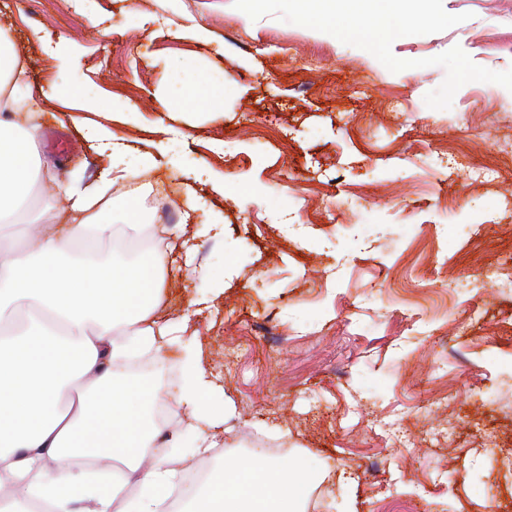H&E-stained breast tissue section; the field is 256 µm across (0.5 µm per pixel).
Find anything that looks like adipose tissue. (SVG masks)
I'll return each instance as SVG.
<instances>
[{"mask_svg":"<svg viewBox=\"0 0 512 512\" xmlns=\"http://www.w3.org/2000/svg\"><path fill=\"white\" fill-rule=\"evenodd\" d=\"M0 217L14 212L30 186L53 179L54 167L37 149L30 96L14 42L0 30ZM171 108L195 99L219 112L224 84L175 78ZM84 135L106 159L90 188L69 187L63 207L69 220L38 245L0 244V512H28L31 502L49 512H171L188 468L175 455L178 433L158 436L155 385L118 372L144 351L178 345L182 378L176 410L204 425L195 454L204 458L224 442L232 403L207 409L204 399L223 387L204 366L187 320L164 321L156 310L167 258L145 255L139 266L91 259L112 233L111 206L102 199L114 183L135 177L147 157H135L123 136L99 124ZM82 252H75V245ZM150 276H142V268ZM167 432V431H166ZM115 459L125 473L111 486L74 471L80 458ZM312 473L299 462L257 452L225 457L195 512H304Z\"/></svg>","mask_w":512,"mask_h":512,"instance_id":"1","label":"adipose tissue"}]
</instances>
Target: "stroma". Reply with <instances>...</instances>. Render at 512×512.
Returning <instances> with one entry per match:
<instances>
[{
	"label": "stroma",
	"instance_id": "35a3bbf8",
	"mask_svg": "<svg viewBox=\"0 0 512 512\" xmlns=\"http://www.w3.org/2000/svg\"><path fill=\"white\" fill-rule=\"evenodd\" d=\"M443 5L467 21L394 41L396 57L457 45L512 67L491 51L512 41V0ZM0 28L55 165L25 223H64L71 178L97 182L87 120L154 157L138 178L155 194L204 200L184 223L142 212V236L194 247L192 263L168 257L162 313L214 300L193 325L224 384L214 404L235 407L225 453L263 448L313 468L308 512H497L512 497L511 91L471 82L434 110L424 97L442 67L393 73L301 26L244 18L232 0H0ZM178 70L233 82L222 112L182 104L169 153L164 90ZM85 87L137 110L114 119L60 97ZM482 166L494 177H476Z\"/></svg>",
	"mask_w": 512,
	"mask_h": 512
}]
</instances>
